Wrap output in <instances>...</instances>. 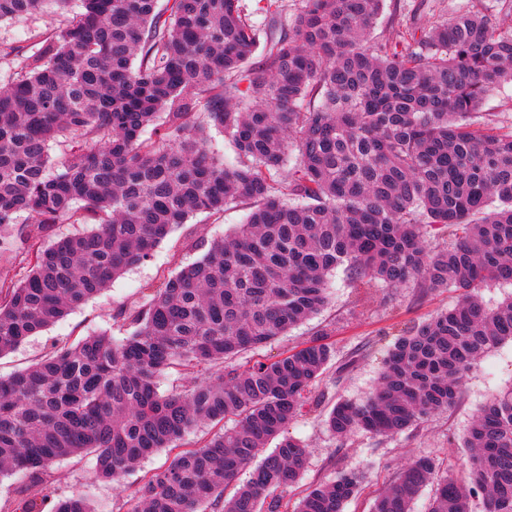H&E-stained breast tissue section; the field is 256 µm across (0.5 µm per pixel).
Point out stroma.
Masks as SVG:
<instances>
[{"label": "stroma", "mask_w": 512, "mask_h": 512, "mask_svg": "<svg viewBox=\"0 0 512 512\" xmlns=\"http://www.w3.org/2000/svg\"><path fill=\"white\" fill-rule=\"evenodd\" d=\"M465 3L466 0H384L376 35L389 36L395 22L432 25L444 21ZM246 214L245 206L239 205L228 207L221 214L191 217L157 248L152 260L126 271L100 295L0 357V375L32 365L54 342L77 340L105 330L117 331V311L137 307L148 289L200 258V251L189 249L190 239L224 236L243 223ZM329 288L331 302L327 309L258 351L257 356L272 359L320 333H329L335 357L319 385L325 401L321 406L307 407L288 427L291 437L308 446L310 459L303 478L286 492L285 499L296 504L307 487L333 481L345 472L360 471L366 479L359 493L345 504L344 512H369L376 496L396 482L403 468L413 460L428 457L457 471L464 468L468 450L463 442L472 417L492 393L512 386V343L493 349L467 374L462 398L453 408L436 413L427 422L395 437L363 433L341 441L325 425L327 407L340 400L366 399L376 387L383 360L398 335L435 312L453 306L458 295L441 290L421 297L410 288L378 284L358 290L351 287L340 269L331 277ZM168 461L167 452H159L116 486L95 479L92 458L63 460L53 468L54 494L84 496L99 512H125L126 496L140 485L145 472Z\"/></svg>", "instance_id": "35a3bbf8"}]
</instances>
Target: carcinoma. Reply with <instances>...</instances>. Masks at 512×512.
<instances>
[{"label": "carcinoma", "mask_w": 512, "mask_h": 512, "mask_svg": "<svg viewBox=\"0 0 512 512\" xmlns=\"http://www.w3.org/2000/svg\"><path fill=\"white\" fill-rule=\"evenodd\" d=\"M0 0V23L55 28L0 46V357L99 294L198 213L245 205L229 235L101 332L0 376V477L27 478L14 512H94L55 499L50 468L90 456L118 482L161 450L126 512H286L309 451L285 435L334 351L324 338L275 360L255 353L329 304L328 275L358 287L441 289L452 307L396 339L378 386L340 401L337 438L396 436L453 407L468 371L512 342V130L477 115L512 81V31L483 0L433 26L374 35L383 0H265L263 30L240 0ZM215 129L234 148L211 152ZM62 147L51 163L49 146ZM26 218H21V215ZM86 228L52 243L63 221ZM193 375L160 392L168 371ZM215 427L204 442L188 440ZM272 451H267L272 441ZM463 476L431 459L405 468L372 512H512V387L491 395L464 438ZM250 470L230 497L226 485ZM364 475L309 489L293 512H343Z\"/></svg>", "instance_id": "carcinoma-1"}]
</instances>
